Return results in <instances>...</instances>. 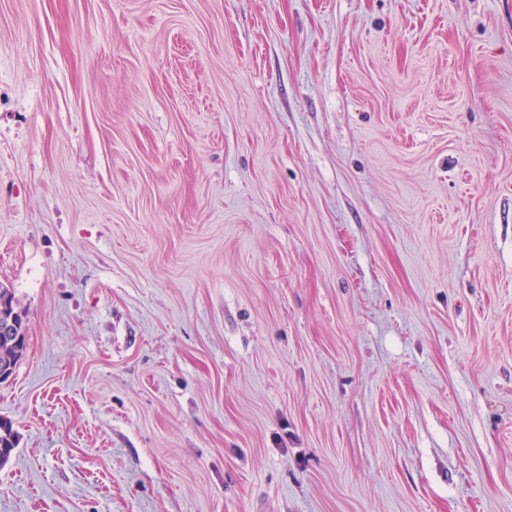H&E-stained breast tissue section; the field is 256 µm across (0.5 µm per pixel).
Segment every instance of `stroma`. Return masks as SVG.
<instances>
[{"label": "stroma", "mask_w": 512, "mask_h": 512, "mask_svg": "<svg viewBox=\"0 0 512 512\" xmlns=\"http://www.w3.org/2000/svg\"><path fill=\"white\" fill-rule=\"evenodd\" d=\"M0 512H512V0H0ZM1 290H3L5 295L8 294L11 299L15 301L11 290L4 287L0 288V291ZM9 296L0 299L2 309V313H0V341L2 343L7 342L10 346H13L17 343L14 337L19 336L17 334V319L21 316V313L19 311L8 313L10 309Z\"/></svg>", "instance_id": "stroma-1"}]
</instances>
